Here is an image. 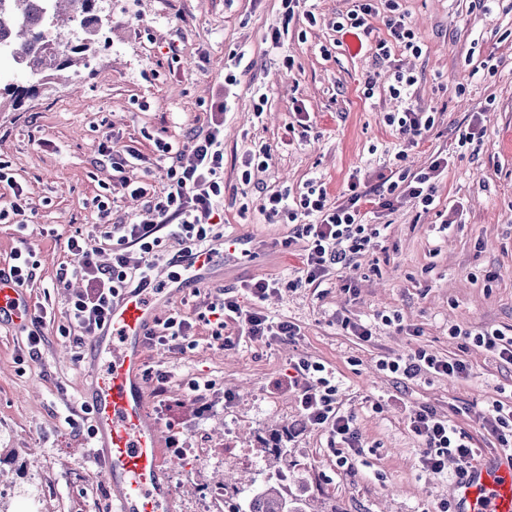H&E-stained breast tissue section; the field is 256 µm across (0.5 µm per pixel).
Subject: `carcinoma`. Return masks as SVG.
Segmentation results:
<instances>
[{
	"label": "carcinoma",
	"mask_w": 512,
	"mask_h": 512,
	"mask_svg": "<svg viewBox=\"0 0 512 512\" xmlns=\"http://www.w3.org/2000/svg\"><path fill=\"white\" fill-rule=\"evenodd\" d=\"M103 17L99 0H0V40L9 50H0L17 64L30 85L0 84V112L18 106L40 85L58 73L73 74L87 68L96 52ZM281 470L250 488L239 512H307L306 500L291 495L280 481Z\"/></svg>",
	"instance_id": "1"
}]
</instances>
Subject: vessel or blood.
<instances>
[{"mask_svg": "<svg viewBox=\"0 0 512 512\" xmlns=\"http://www.w3.org/2000/svg\"><path fill=\"white\" fill-rule=\"evenodd\" d=\"M247 255L244 239H218L189 257L188 278L168 288H130L113 302L107 324L92 339L84 397L93 414V458L112 481L115 512H175L173 472L157 421L146 401L147 333L157 311L187 281L210 276L220 256ZM31 305L22 289L0 273V322L20 320ZM456 512H512V454L490 456L454 486Z\"/></svg>", "mask_w": 512, "mask_h": 512, "instance_id": "obj_1", "label": "vessel or blood"}]
</instances>
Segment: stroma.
Segmentation results:
<instances>
[{
    "label": "stroma",
    "instance_id": "stroma-1",
    "mask_svg": "<svg viewBox=\"0 0 512 512\" xmlns=\"http://www.w3.org/2000/svg\"><path fill=\"white\" fill-rule=\"evenodd\" d=\"M353 0H301L286 19L284 0H101L112 21L78 86L39 87L18 109L0 112V162L22 187L23 224L0 223V269L16 251L35 263L27 286L33 304L62 310L78 283L67 276L69 236L92 235L104 247L107 227L151 216L170 167L185 156L158 150L180 145L224 120V199L217 234L254 240L251 258L192 283L162 307L181 312L195 334L149 343L144 377L148 408L165 440L188 449L174 467L177 512H224L216 489L240 492L261 477L264 448L284 432L291 478L308 512H453L454 471H422L420 441L408 429L410 410L427 407L452 418L483 453L498 451L479 417L495 401L512 403V364L495 360L474 336L498 329L512 336V0H399L421 54L394 49L377 56L386 37L385 0L362 49L351 52L336 23ZM315 21H308V14ZM287 28L280 48L270 35ZM494 55V72L481 69ZM292 67H284V58ZM413 75L412 101L435 119L419 143L400 140L387 118L399 107L389 87L396 72ZM234 85H225V77ZM376 83L365 97V82ZM267 103H260V95ZM310 125L306 141L291 127ZM486 129L478 150L458 149L472 117ZM118 149L138 150L149 195L130 197L109 163L98 160L105 129ZM262 150L266 167L241 180L246 151ZM448 167L436 181L435 209L398 198L378 213L379 238L320 286L280 288L268 314L295 323L299 336L252 341L234 325L214 338L198 315L220 290L248 301L244 281L289 279L301 268L300 222L260 207L276 191L299 197L320 180L329 201L351 177L381 184L400 170L426 169L437 156ZM111 196L100 219L94 199ZM454 226L438 232L444 215ZM399 313L400 327L376 326ZM347 316L372 325L363 341L343 332ZM459 335H451V328ZM39 332L38 360L27 337ZM418 349L461 359L469 377L434 373L413 380L380 370L387 356ZM86 345L52 326L0 325V512H91L111 489L88 450L93 423L80 393L87 381ZM319 362L336 377V400L353 413L364 446L350 466L336 463L326 431L304 427L294 390L285 384L299 359ZM166 373L158 384V373ZM202 383L190 392V382ZM247 449L228 464L224 450Z\"/></svg>",
    "mask_w": 512,
    "mask_h": 512
}]
</instances>
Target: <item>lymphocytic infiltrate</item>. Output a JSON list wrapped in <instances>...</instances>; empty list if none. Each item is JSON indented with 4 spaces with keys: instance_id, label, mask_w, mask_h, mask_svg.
Here are the masks:
<instances>
[{
    "instance_id": "f902f5d3",
    "label": "lymphocytic infiltrate",
    "mask_w": 512,
    "mask_h": 512,
    "mask_svg": "<svg viewBox=\"0 0 512 512\" xmlns=\"http://www.w3.org/2000/svg\"><path fill=\"white\" fill-rule=\"evenodd\" d=\"M390 16L385 20L388 35L379 39L376 54L390 57L393 47L420 53L421 47L404 14L399 13L396 0L389 5ZM189 149L191 164L169 170L170 183L162 196L157 197L154 210L156 220L133 222L104 232L112 243V261L103 266L94 258L95 251L87 240L69 237L67 251L72 258L70 275L85 281L84 290L72 293L67 302L66 319L69 326L78 327L84 335H94L103 326L112 302L132 279H146L153 266L160 233L172 228L184 244L193 251L212 238L214 204L224 196V130L221 122H214L204 137L193 140ZM446 158L439 157L423 171L401 176L388 186L365 187L360 181L349 182L344 198L329 203L322 185L309 184L299 201L300 213H289V220L304 215L309 219L302 227L305 244L302 248L300 276L289 285L299 288L321 284L332 269L345 268L353 255L360 253L373 238L379 237L381 227L367 221L363 206L376 200L380 209L394 205V195L416 199L422 208L435 202V181L447 168ZM281 286L277 279L249 280L244 288L250 297L242 304L238 297L218 294L208 310L216 318L217 326L235 324L244 336L255 341H274L297 336L299 327L289 321L275 319L263 313L261 305ZM381 369L414 379L422 372L458 376L466 373V364L459 359H444L418 350L406 356L381 360ZM332 374L325 365L306 360L293 365L288 386L295 390L301 421L320 427L331 438L340 440L351 454H359L361 438L354 426V418L336 404V388ZM409 430L423 442L420 463L424 470L442 471L447 459H455L459 469L472 467L479 450L474 438L458 429L454 422L431 410H412L406 416Z\"/></svg>"
}]
</instances>
